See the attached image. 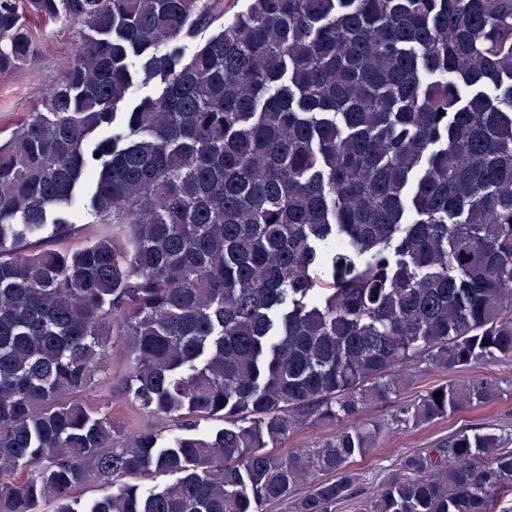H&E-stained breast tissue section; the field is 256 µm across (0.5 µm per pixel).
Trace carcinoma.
Returning <instances> with one entry per match:
<instances>
[{"instance_id":"1","label":"carcinoma","mask_w":512,"mask_h":512,"mask_svg":"<svg viewBox=\"0 0 512 512\" xmlns=\"http://www.w3.org/2000/svg\"><path fill=\"white\" fill-rule=\"evenodd\" d=\"M234 7L0 0V74L36 62L31 15L94 32L0 137V512H79L91 481L86 512H328L396 371L512 358V0ZM88 216L109 231L77 251L25 247ZM114 336L131 398L182 429L165 444L85 398ZM496 391L449 378L393 423ZM309 416L340 428L274 453ZM504 444L461 430L356 512H495Z\"/></svg>"}]
</instances>
